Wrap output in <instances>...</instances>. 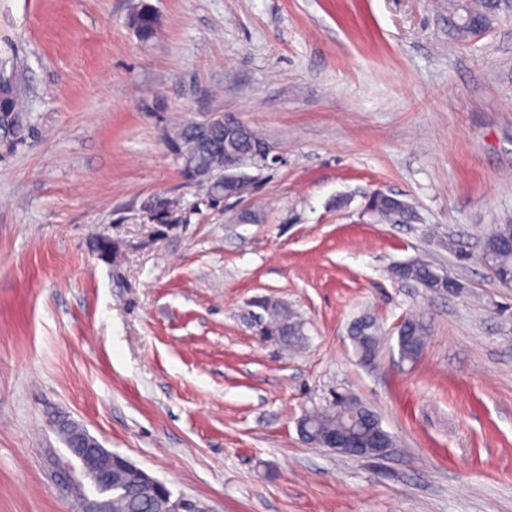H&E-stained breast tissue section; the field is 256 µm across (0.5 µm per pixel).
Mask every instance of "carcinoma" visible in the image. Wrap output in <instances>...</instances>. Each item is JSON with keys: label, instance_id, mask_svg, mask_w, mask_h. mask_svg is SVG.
Here are the masks:
<instances>
[{"label": "carcinoma", "instance_id": "1", "mask_svg": "<svg viewBox=\"0 0 512 512\" xmlns=\"http://www.w3.org/2000/svg\"><path fill=\"white\" fill-rule=\"evenodd\" d=\"M493 9V0H469V6L465 8L466 16L457 27L458 36H469V27L474 23L491 25ZM131 25L141 39L148 40L158 29V16L152 6L143 0L131 15ZM30 134L31 126L28 113L22 104V93L14 85L13 76L0 72V154L11 153ZM165 140L175 159L180 161L182 174L188 181L195 183L204 175H218L222 172L224 124L200 126L196 122H188L176 127L165 136ZM266 146V138L250 126L239 142V147L243 150ZM253 188L251 183H233L226 186L218 184L209 196V201L217 205L233 194L240 197L248 195ZM173 206V201L158 198L150 204V212L163 223ZM365 206L382 217L394 215L407 219L412 216L408 203L391 195H372L366 200ZM482 256L496 281L502 283L507 279L512 280V224H499L487 234ZM396 274L431 291H442L450 285L459 287L456 282L448 283L442 274L425 261H416L407 267H401L396 270ZM262 307L269 316L270 334L281 337V343L288 347H295L303 342L304 323L287 306L265 301ZM399 333L401 339L398 340V345L402 358H417L424 345L420 326L406 319L400 325ZM351 338L361 360H377L381 337L373 319L365 317L356 321L351 328ZM304 418L311 422L319 438L341 428L354 426L368 433L373 442L380 441L388 448L395 447L394 437L383 428L379 417L353 397H341L333 405L314 410L304 415ZM82 473L91 481L97 501L105 512H171V494L168 490L163 487L156 490L144 489L131 472L114 474L112 483L108 486L96 480L93 463L88 462L82 466Z\"/></svg>", "mask_w": 512, "mask_h": 512}]
</instances>
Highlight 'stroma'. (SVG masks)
<instances>
[{"mask_svg":"<svg viewBox=\"0 0 512 512\" xmlns=\"http://www.w3.org/2000/svg\"><path fill=\"white\" fill-rule=\"evenodd\" d=\"M138 2L0 0L37 129L0 159V512H82L59 419L210 512H512V288L481 259L512 224V11L462 40L448 0H149L144 41ZM216 114L272 154L218 208L165 143ZM376 190L414 220L366 211ZM412 260L458 290L396 277ZM265 300L304 322L299 351L260 336ZM339 393L391 454L302 440ZM131 25L142 40H148L154 36L158 29V16L152 6L141 0L131 15ZM351 338L361 361L370 359L375 363L381 346L379 328L375 321L367 317L356 321L351 328ZM398 337V345L402 358L414 360L419 355L424 345V336L420 326L412 320L406 319L400 325ZM398 333V334H399Z\"/></svg>","mask_w":512,"mask_h":512,"instance_id":"stroma-1","label":"stroma"}]
</instances>
